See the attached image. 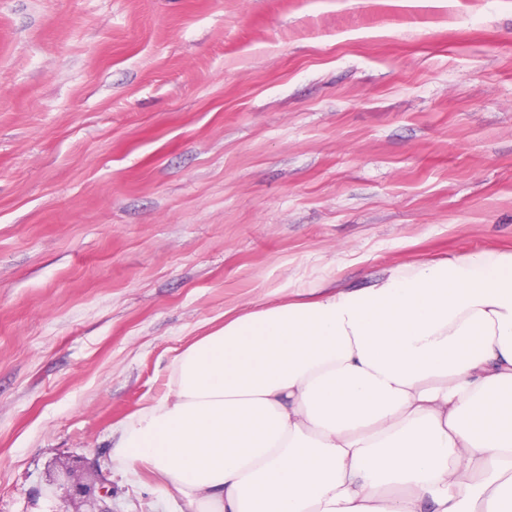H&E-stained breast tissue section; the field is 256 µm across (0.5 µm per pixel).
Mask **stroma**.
<instances>
[{"label": "stroma", "mask_w": 512, "mask_h": 512, "mask_svg": "<svg viewBox=\"0 0 512 512\" xmlns=\"http://www.w3.org/2000/svg\"><path fill=\"white\" fill-rule=\"evenodd\" d=\"M512 250V0H0V512L113 463L225 313Z\"/></svg>", "instance_id": "35a3bbf8"}]
</instances>
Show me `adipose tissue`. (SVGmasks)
<instances>
[{"label": "adipose tissue", "instance_id": "ef3b65f1", "mask_svg": "<svg viewBox=\"0 0 512 512\" xmlns=\"http://www.w3.org/2000/svg\"><path fill=\"white\" fill-rule=\"evenodd\" d=\"M118 434L193 512H512V251L227 317Z\"/></svg>", "mask_w": 512, "mask_h": 512}]
</instances>
